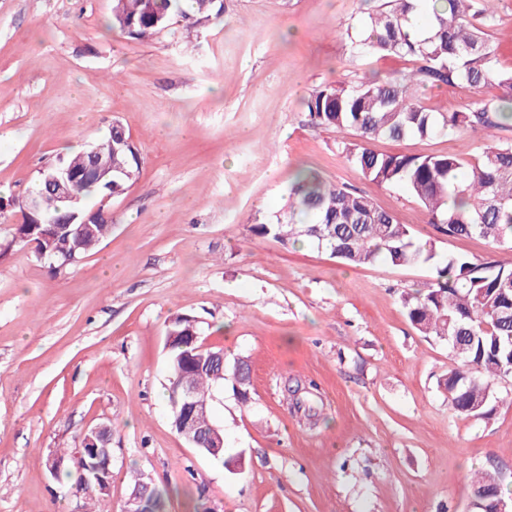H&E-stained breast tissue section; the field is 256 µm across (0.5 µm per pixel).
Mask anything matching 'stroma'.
Segmentation results:
<instances>
[{
    "label": "stroma",
    "mask_w": 512,
    "mask_h": 512,
    "mask_svg": "<svg viewBox=\"0 0 512 512\" xmlns=\"http://www.w3.org/2000/svg\"><path fill=\"white\" fill-rule=\"evenodd\" d=\"M380 0H224L194 27L172 16L142 41L108 28L112 0H0V199L32 191L43 169L98 143L120 122L142 163L124 194L84 202L112 234L59 269L33 247L0 259V512H121L131 475L153 480L165 512H468L477 469L512 483V406L460 417L438 386L452 357L402 303L426 264L347 266L316 245L253 236L303 167L358 189L439 256L512 265V247L436 230L418 200L364 178L343 133L312 126L307 102L328 84L408 70L354 53ZM489 33L512 69V0ZM456 112L500 91L424 87ZM405 155L484 147L481 131L374 141ZM179 314L200 340L248 360L249 402L213 403L234 472L172 427L166 336ZM315 381L316 417L284 386ZM112 430L107 494L79 492L46 467L92 428Z\"/></svg>",
    "instance_id": "stroma-1"
}]
</instances>
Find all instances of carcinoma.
<instances>
[{
  "label": "carcinoma",
  "mask_w": 512,
  "mask_h": 512,
  "mask_svg": "<svg viewBox=\"0 0 512 512\" xmlns=\"http://www.w3.org/2000/svg\"><path fill=\"white\" fill-rule=\"evenodd\" d=\"M439 4L424 17L423 36L409 24L408 15L420 0H385L368 14L356 34L345 32L357 53L366 57L394 56L412 64L402 76H376L355 85H326L308 101L311 123L346 132L341 151L362 175L381 186H400L412 194L429 216V223L448 236L482 237L494 245L512 243V145L495 139L499 120H512V70L496 65V49L487 28L494 16L474 10L475 0H431ZM181 14L190 25L222 16V0H192L190 10L180 0H113L112 25L132 40H141L165 28L171 16ZM465 82L474 88L496 85L498 103L477 102L461 112H433L417 96L421 87ZM486 132L484 148L475 162L464 164L456 155L383 154L371 148L378 138L403 139L451 136L464 130ZM112 154L118 173L112 184L80 179L72 184L79 198L77 212L88 210L82 200L91 194L122 195L139 173L142 158L130 135L118 122L94 146ZM40 203L38 219L60 216L68 204L38 179L32 191ZM455 198V207L448 199ZM254 235L271 237L284 245L306 240L352 265L383 260L398 267L435 258L433 248L414 242L409 226L378 207L363 194L327 183L312 170L299 171L288 192V206L273 219L253 218ZM112 233L108 223L90 224L76 250L78 258L92 252ZM67 244L62 224H24L13 229L10 248L32 242L43 249ZM414 328L424 336L445 340L454 364L439 386L459 416L490 419L502 399L497 381L512 370V267L448 256L435 266V276L403 296ZM195 398L212 405L213 392L234 381V371L217 379L206 368L193 372ZM473 486L502 500L508 490L491 471L479 472Z\"/></svg>",
  "instance_id": "cac0c4a2"
}]
</instances>
